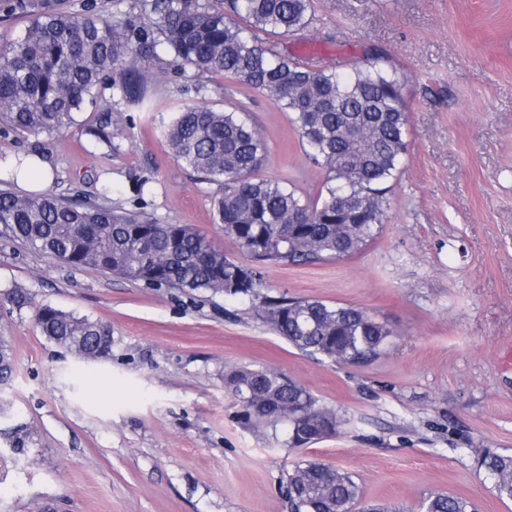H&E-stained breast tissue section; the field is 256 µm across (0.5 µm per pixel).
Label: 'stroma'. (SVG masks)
I'll use <instances>...</instances> for the list:
<instances>
[{"mask_svg":"<svg viewBox=\"0 0 512 512\" xmlns=\"http://www.w3.org/2000/svg\"><path fill=\"white\" fill-rule=\"evenodd\" d=\"M274 44L339 70L379 56L399 78L408 151L381 235L348 259L261 265L251 297L149 287L0 236V293L31 299L0 301L15 365L0 391V512H291L281 482L307 461L352 474L366 506L415 512L443 492L512 512L472 455L512 453V0H314L307 26ZM209 83L224 93L208 103L246 102L269 146L261 177L318 193L324 174L287 113L225 76ZM93 116L51 135L0 131V155L41 154L59 195L109 180L113 204L193 225L252 266L215 221L217 185L174 158L151 113H123L115 152L87 140ZM136 175L151 179L140 198ZM280 296L366 309L391 335L373 362L333 364L271 329L262 302ZM41 305L110 326L111 354L85 361L47 340ZM241 366L300 382L339 432L289 447L287 423L246 417L225 390Z\"/></svg>","mask_w":512,"mask_h":512,"instance_id":"1","label":"stroma"}]
</instances>
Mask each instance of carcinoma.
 I'll return each mask as SVG.
<instances>
[{
  "instance_id": "obj_1",
  "label": "carcinoma",
  "mask_w": 512,
  "mask_h": 512,
  "mask_svg": "<svg viewBox=\"0 0 512 512\" xmlns=\"http://www.w3.org/2000/svg\"><path fill=\"white\" fill-rule=\"evenodd\" d=\"M313 0H135L112 20L98 0L78 12L59 0H0L5 18L27 19L21 36L0 48V127L53 134L74 114L97 107L84 128L97 145L116 151L122 119L102 103L139 108L151 88L187 69L201 79L222 74L261 91L289 120L307 159L325 174L315 196L258 176L268 144L231 106L187 105L174 112L163 136L174 157L220 186L216 214L224 235L253 261L313 264L344 259L374 241L384 227L390 182L408 150V115L401 84L377 58L347 75L304 63L258 41L257 33L286 36L305 27ZM101 198L50 192L17 194L0 178V231L72 267H92L157 287L214 295L253 296L257 272L230 260L190 224H161ZM263 318L298 350L337 364L374 360L391 331L367 311L310 298L270 299ZM49 341L83 358L112 351L104 325L51 306L36 311ZM14 364L0 340V382ZM224 388L250 411L268 402L288 423L289 444L303 446L341 417L274 368L234 367ZM471 452L495 496L512 501V454L486 445ZM293 512H355L362 490L354 477L321 462L287 472ZM417 512H477L468 498L432 493Z\"/></svg>"
}]
</instances>
